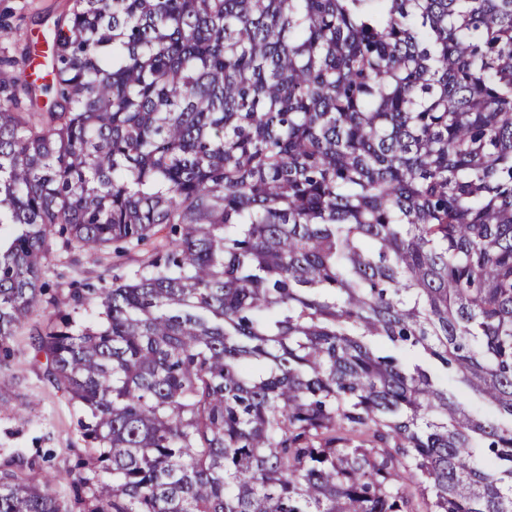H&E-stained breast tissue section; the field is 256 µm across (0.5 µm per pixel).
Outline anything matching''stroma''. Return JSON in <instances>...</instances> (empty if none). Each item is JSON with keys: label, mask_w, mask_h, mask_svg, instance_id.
Returning <instances> with one entry per match:
<instances>
[{"label": "stroma", "mask_w": 512, "mask_h": 512, "mask_svg": "<svg viewBox=\"0 0 512 512\" xmlns=\"http://www.w3.org/2000/svg\"><path fill=\"white\" fill-rule=\"evenodd\" d=\"M70 5L71 0H0V13L10 12L13 22L12 34L0 38V54H19L28 44L37 51L46 50L57 19ZM151 251L146 244L120 255L109 249L67 252L52 244L45 260L51 269V288L16 336L9 370L0 372V397L8 402L7 407H0V457L15 451L33 455L49 450L53 457L45 464V472L76 467L84 455L80 414L46 380L45 359L36 353L31 333L53 319L56 303L65 300L71 289L86 283L101 289L111 287Z\"/></svg>", "instance_id": "obj_1"}]
</instances>
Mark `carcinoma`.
Returning <instances> with one entry per match:
<instances>
[{"label":"carcinoma","mask_w":512,"mask_h":512,"mask_svg":"<svg viewBox=\"0 0 512 512\" xmlns=\"http://www.w3.org/2000/svg\"><path fill=\"white\" fill-rule=\"evenodd\" d=\"M0 56V352L79 470L0 512H512V0H73ZM73 487L71 499L55 485ZM153 249L152 242L117 255L111 249L92 252H65L52 242L45 264L51 269V288L37 311L12 343L10 369L0 375V394L9 402L0 406V457L13 451L34 455L50 449L53 458L44 473L73 469L84 456L79 432L81 413L56 394L44 376L45 359L36 353L30 334L43 330L54 318L56 302L64 301L72 288L89 283L110 288ZM55 300V302H54ZM7 407V408H6Z\"/></svg>","instance_id":"obj_1"}]
</instances>
